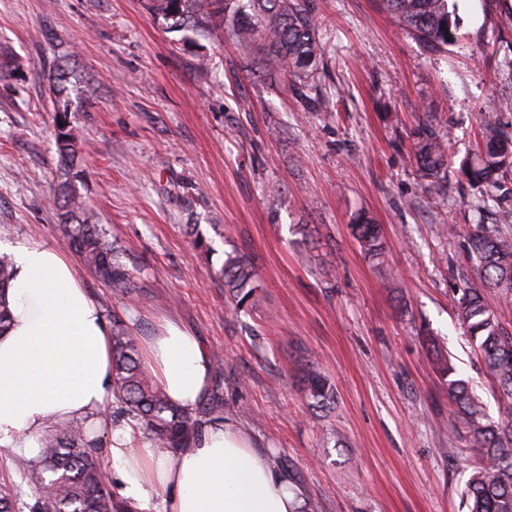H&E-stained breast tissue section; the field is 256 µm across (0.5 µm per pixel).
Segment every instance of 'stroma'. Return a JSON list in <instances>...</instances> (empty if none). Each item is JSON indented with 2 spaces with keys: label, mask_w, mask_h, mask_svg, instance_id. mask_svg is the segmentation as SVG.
<instances>
[{
  "label": "stroma",
  "mask_w": 512,
  "mask_h": 512,
  "mask_svg": "<svg viewBox=\"0 0 512 512\" xmlns=\"http://www.w3.org/2000/svg\"><path fill=\"white\" fill-rule=\"evenodd\" d=\"M452 2L454 41L432 54L378 0H312L318 103L290 74L262 76L257 54L230 37L184 44L145 0H0V240L66 247L50 77L69 57L75 187L134 282L112 293L81 264L85 288L138 336L160 313L200 336L225 412L320 512H467L476 455L429 343L500 418L456 306L475 281L465 231L512 233V204L478 209L457 171L479 108L512 102V0ZM428 118L450 136L449 175L434 190L412 151ZM361 212L381 228L380 258L354 236ZM231 252L256 269L255 304L225 295L218 271ZM310 364L334 387L329 410L300 383Z\"/></svg>",
  "instance_id": "obj_1"
}]
</instances>
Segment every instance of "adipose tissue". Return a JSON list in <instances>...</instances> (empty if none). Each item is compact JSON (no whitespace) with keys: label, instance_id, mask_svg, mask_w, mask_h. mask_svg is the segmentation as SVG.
Here are the masks:
<instances>
[{"label":"adipose tissue","instance_id":"ef3b65f1","mask_svg":"<svg viewBox=\"0 0 512 512\" xmlns=\"http://www.w3.org/2000/svg\"><path fill=\"white\" fill-rule=\"evenodd\" d=\"M11 322L0 334V455L32 458L62 421L106 423L112 386V328L71 258L42 244H10ZM141 361L186 412L208 398L212 360L202 340L158 319ZM116 497L133 512H302L307 493L275 466L235 416L212 414L185 447L156 446L136 423L110 429Z\"/></svg>","mask_w":512,"mask_h":512}]
</instances>
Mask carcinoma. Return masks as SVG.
Masks as SVG:
<instances>
[{
  "instance_id": "1",
  "label": "carcinoma",
  "mask_w": 512,
  "mask_h": 512,
  "mask_svg": "<svg viewBox=\"0 0 512 512\" xmlns=\"http://www.w3.org/2000/svg\"><path fill=\"white\" fill-rule=\"evenodd\" d=\"M398 25L428 50H438L452 40L456 28L448 0H379ZM148 11L160 17L171 32L196 37L218 36V28L241 47L261 50L260 66L267 72L284 70L309 77L321 54L316 23L308 0H146ZM58 110L55 116L60 184L54 203L60 211L61 233L91 272L108 288L127 293L133 288L131 273L119 246L101 224L92 221L86 201L74 187L81 157L68 119V73L59 66L54 75ZM481 143L462 163L468 183L485 191L494 202L512 198L504 176L512 172V149L505 140L498 113H478ZM418 170L428 185L448 177V144L432 121L413 133ZM353 229L360 248L371 258L385 249L379 225L366 214L354 218ZM467 251L476 268L479 285L463 289L457 316L475 343L481 362L498 384L504 418L489 419L483 403L471 394L464 380L454 377L451 362L436 355L439 372L448 378V397L478 449L464 490L468 512H512V330L506 329L489 303V296L512 298V236L498 225L477 224L466 237ZM229 297L241 306L252 300L258 285L252 263L229 255L219 270ZM13 266L0 256V333L8 326L7 291ZM113 383L121 399L119 418L139 423L151 440L165 448H180L200 425V415L224 412L220 393H215L201 414H191L171 403L144 370L139 338L125 321L112 315ZM309 395L319 407L334 402V389L317 368L304 370ZM101 439L90 437L80 422H65L41 439L39 454L20 461V470L49 497H38L33 509L52 512H132L114 502L105 484V469L98 456Z\"/></svg>"
}]
</instances>
